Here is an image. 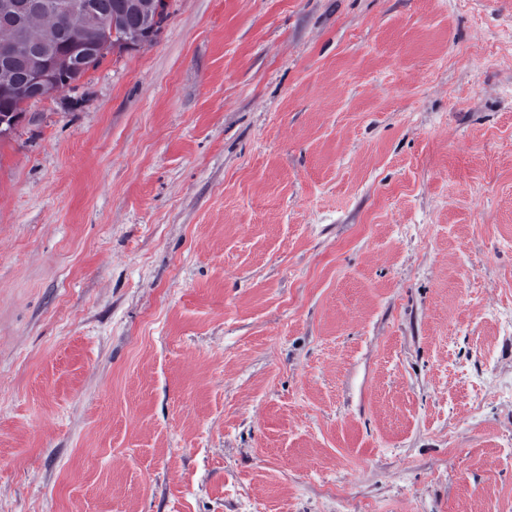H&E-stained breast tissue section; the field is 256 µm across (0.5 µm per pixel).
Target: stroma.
Segmentation results:
<instances>
[{"instance_id": "obj_1", "label": "stroma", "mask_w": 512, "mask_h": 512, "mask_svg": "<svg viewBox=\"0 0 512 512\" xmlns=\"http://www.w3.org/2000/svg\"><path fill=\"white\" fill-rule=\"evenodd\" d=\"M0 141V512H512V0H168Z\"/></svg>"}]
</instances>
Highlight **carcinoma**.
Returning a JSON list of instances; mask_svg holds the SVG:
<instances>
[{
  "label": "carcinoma",
  "instance_id": "carcinoma-1",
  "mask_svg": "<svg viewBox=\"0 0 512 512\" xmlns=\"http://www.w3.org/2000/svg\"><path fill=\"white\" fill-rule=\"evenodd\" d=\"M93 5L112 13V32L105 53L121 54L146 42L154 41L168 17L167 9L157 10L155 0H145L146 19L128 16L123 11L126 0H91ZM38 20L48 22V29H35ZM90 40L88 24L76 20L65 32L59 31L55 12L43 10L26 14L20 21L0 17V43L13 44L20 54L30 48L51 46L62 61L43 71L44 80L34 82L33 72L23 62L6 64L0 61V139L16 132L26 119V106L52 88H65L80 81L89 71L97 69L103 56L79 57L75 47Z\"/></svg>",
  "mask_w": 512,
  "mask_h": 512
}]
</instances>
